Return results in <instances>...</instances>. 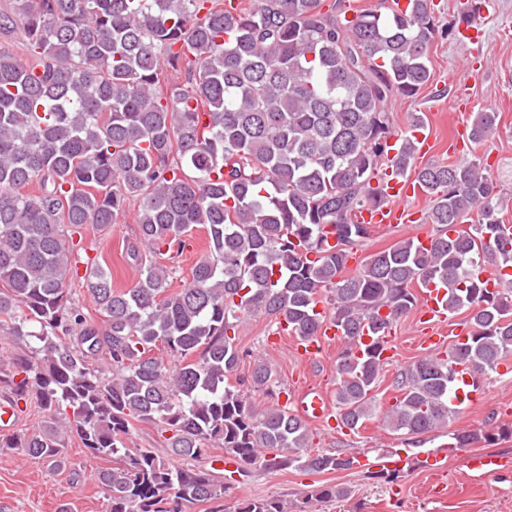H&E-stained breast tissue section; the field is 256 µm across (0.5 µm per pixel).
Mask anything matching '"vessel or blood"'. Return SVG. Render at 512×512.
I'll use <instances>...</instances> for the list:
<instances>
[{"label":"vessel or blood","mask_w":512,"mask_h":512,"mask_svg":"<svg viewBox=\"0 0 512 512\" xmlns=\"http://www.w3.org/2000/svg\"><path fill=\"white\" fill-rule=\"evenodd\" d=\"M385 203L366 208L359 214L360 222L377 227L390 228L397 224H414L418 221V203L423 198L420 188L411 180L389 177L383 183ZM447 318L445 294L443 290L428 288L423 296V306L419 316L425 324V342L433 346L442 341L441 327ZM339 332L332 324H325L320 336L300 341L297 352L305 358L315 357L323 345L338 338ZM330 409L327 396L322 391L304 393L298 402L299 413L310 420H320ZM467 468L477 474H493L512 467V461L496 454H474L466 459Z\"/></svg>","instance_id":"b4317fda"}]
</instances>
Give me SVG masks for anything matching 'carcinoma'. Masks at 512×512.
<instances>
[{
    "label": "carcinoma",
    "mask_w": 512,
    "mask_h": 512,
    "mask_svg": "<svg viewBox=\"0 0 512 512\" xmlns=\"http://www.w3.org/2000/svg\"><path fill=\"white\" fill-rule=\"evenodd\" d=\"M349 11L346 0H11L0 13V29L23 32L22 55L0 48V333L34 341L0 357V387L12 405L34 398L46 412L38 431L3 436L0 448L60 469L73 436L91 458L120 459L97 473L106 512H224L216 472L128 447L134 423L157 425L183 459L223 449L243 468L355 464L307 452L309 431L288 407L255 411L249 391L281 394L269 363L230 381L246 314L306 340L321 330L316 307L328 310L346 344L336 405L350 430L377 413L384 366L378 349L358 357L354 347L367 333L382 343L419 288L447 289L448 313L468 311L473 331L445 357L403 369L386 428L411 438L447 429L455 366L487 378L512 356V288L490 292L482 279L489 261L512 267V233L481 158L417 165L414 112L388 154L389 103L430 82L445 33L438 4ZM499 123L497 112L476 113L471 141ZM385 167L422 187L437 232L351 272L369 235L357 216L383 201L374 182ZM132 204L140 278L117 290L74 235L110 227ZM471 214L470 229L456 230ZM198 226L206 254L172 291L161 260L180 256ZM76 281L102 324L74 301ZM505 435L512 429L453 433L452 447ZM315 497L342 501L350 490L327 484ZM234 512L288 504L243 497Z\"/></svg>",
    "instance_id": "carcinoma-1"
}]
</instances>
